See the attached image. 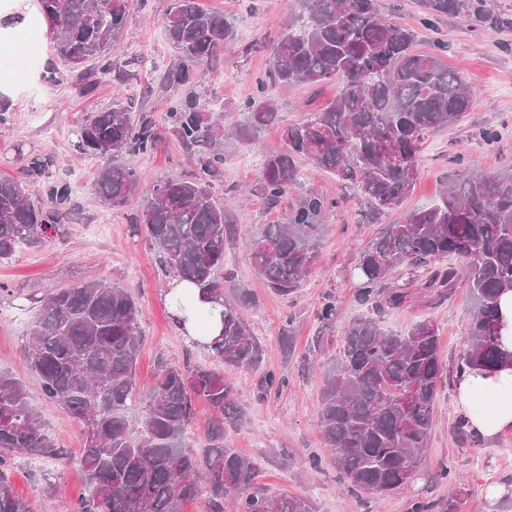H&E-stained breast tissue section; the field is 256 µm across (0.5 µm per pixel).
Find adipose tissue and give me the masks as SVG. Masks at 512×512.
I'll return each mask as SVG.
<instances>
[{"mask_svg": "<svg viewBox=\"0 0 512 512\" xmlns=\"http://www.w3.org/2000/svg\"><path fill=\"white\" fill-rule=\"evenodd\" d=\"M49 35L50 24L40 0H0V100L28 98L47 69L44 47ZM178 297L195 312L185 323L182 336L208 343L219 335L221 305L202 302L195 286L171 282L164 299L170 304ZM454 390L458 417L481 441L512 431V365L492 372L463 366L456 374ZM481 398L491 401L490 412L476 410L475 403Z\"/></svg>", "mask_w": 512, "mask_h": 512, "instance_id": "1", "label": "adipose tissue"}]
</instances>
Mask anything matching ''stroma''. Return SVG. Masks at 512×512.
<instances>
[{"label":"stroma","instance_id":"obj_1","mask_svg":"<svg viewBox=\"0 0 512 512\" xmlns=\"http://www.w3.org/2000/svg\"><path fill=\"white\" fill-rule=\"evenodd\" d=\"M417 0H378L382 15L415 28V52H439L476 92L474 107L455 126L438 131L425 141L419 156V178L402 204V212L434 204L448 175L461 168L494 172L512 163V31L474 32L461 18L442 21L431 30L419 23ZM171 0H133L130 23L119 48L112 53V77L92 92L79 94L80 70L53 59L54 80L21 104H5L8 121L0 125V175L15 176L29 154L52 157V177L68 181L73 189L72 209L59 235L46 245L20 248L11 260L0 263V371L26 382L29 402L50 433L66 448L67 464L42 463L18 456L7 471L12 492L41 512L53 489L63 495L56 512H66L68 501L85 487L78 457L84 446L80 423L46 401L24 356L28 329L37 312L38 298L53 289L102 279L125 285L141 309V345L136 364V385L148 394L165 365H208L220 362L195 346L175 329L162 297L169 279L160 269L157 253L143 238L132 236L130 224L143 197L161 178L177 174L193 177L196 168L172 134L166 115L174 100L195 96L209 112H220L226 126L241 124L244 103L258 90L275 102L279 121L268 126L256 141L235 135L224 138V176L214 181L217 198L232 202L237 233L227 244L224 268L233 274L224 285V297L234 301L238 290L253 299L247 316L263 349L259 367L232 374L241 422L224 425L223 443L251 458L258 479L271 490L310 499L318 512H411L415 500L457 501L458 512H512V492L488 504L483 489L493 483L512 488V433L491 443L462 442L456 436L457 414L453 381L466 347L473 299L467 285L432 310L437 322L445 363V378L438 393L435 427L412 482L382 497L368 496L340 478L336 462L325 448L315 411L325 372L337 363L345 326L359 317L352 298L351 273L359 252L379 227L365 220L366 205L356 192L329 172L300 160L302 188L333 200L324 217L326 232L319 260L304 286L289 296L268 287L254 266L247 244L265 224H281L283 208L268 205L258 188L257 174L264 154L282 149L283 126L301 122L326 107L336 94L335 84L281 85L269 82L270 41L293 8L292 0H199L208 11L233 22L236 38L220 48L207 74L193 85L175 88L165 79L174 51L165 35ZM135 101L153 113L159 139L155 151L130 157L138 169V197L126 206H103L92 184L104 159L80 154L75 126L86 113ZM494 124L501 130L497 143L479 138L480 129ZM336 298L335 325L319 331L315 314L326 294ZM286 378L279 394L261 396L257 384L263 372ZM322 460L310 471L311 457Z\"/></svg>","mask_w":512,"mask_h":512}]
</instances>
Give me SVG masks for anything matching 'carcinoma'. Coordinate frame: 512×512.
Instances as JSON below:
<instances>
[{"label":"carcinoma","mask_w":512,"mask_h":512,"mask_svg":"<svg viewBox=\"0 0 512 512\" xmlns=\"http://www.w3.org/2000/svg\"><path fill=\"white\" fill-rule=\"evenodd\" d=\"M67 65L95 63L112 73L110 52L130 19L131 0H41ZM420 23L435 29L446 18L475 31L512 30V11L488 0H418ZM165 31L176 52L166 79L185 85L221 46L234 39L224 16L198 0H172ZM413 29L382 17L378 0H296L274 40L269 77L284 85L338 82L330 107L283 128V148L263 156L259 181L270 205L287 203V222L265 224L249 244L267 284L283 296L302 286L319 260L326 198L293 193L302 183L298 160L354 185L367 201L369 223L396 211L418 178L427 138L455 125L474 105L472 90L440 57L414 52ZM238 134H257L277 112L264 91L244 104ZM167 118L172 133L197 157L201 175L171 174L143 199L133 225L158 253L161 268L199 285L202 298L224 304L220 337L208 346L223 363L164 366L153 390H136L142 331L140 309L120 285L91 281L55 288L38 300L25 357L43 396L83 427L82 495L69 512H183L198 501L204 512H316L309 499L276 494L258 484L256 464L231 448L213 446L199 457L186 442L193 401L216 412L211 439L224 437V420L239 418L236 384L224 372L257 365L262 347L243 313L248 292L224 300V249L235 234L230 205L214 198L212 181L224 170V114L204 112L186 98ZM83 154L109 160L93 183L105 206L128 203L139 189L138 170L120 162L157 146L156 121L130 102L86 114L76 125ZM49 159L32 155L25 177H0V263L18 248L45 244L69 213L71 185L53 179ZM38 184L46 202H31ZM353 299L366 315L345 327L337 366L329 369L317 403L324 447L354 488L383 496L407 486L431 435L444 375L438 327L419 320L387 332L388 310L436 307L465 281L474 298L464 363L493 369L512 355L499 344L498 297L512 289V165L496 173L462 168L444 183L437 203L383 225L360 251ZM336 299L317 312L322 330L336 322ZM286 380L269 371L259 390L278 392ZM17 454L59 462L67 458L28 401L26 384L0 373V512H32L6 482Z\"/></svg>","instance_id":"obj_1"}]
</instances>
